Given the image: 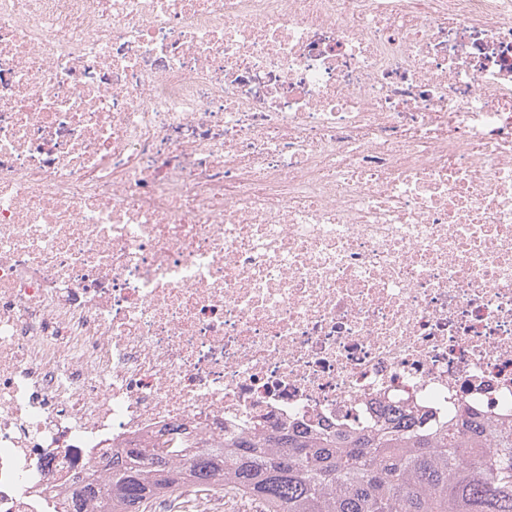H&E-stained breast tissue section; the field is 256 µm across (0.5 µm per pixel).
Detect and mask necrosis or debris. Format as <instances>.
I'll return each mask as SVG.
<instances>
[{
  "label": "necrosis or debris",
  "mask_w": 512,
  "mask_h": 512,
  "mask_svg": "<svg viewBox=\"0 0 512 512\" xmlns=\"http://www.w3.org/2000/svg\"><path fill=\"white\" fill-rule=\"evenodd\" d=\"M462 404L512 424V0H0V512Z\"/></svg>",
  "instance_id": "necrosis-or-debris-1"
}]
</instances>
